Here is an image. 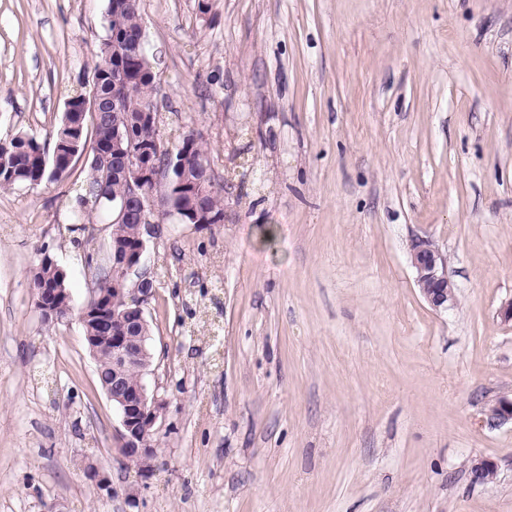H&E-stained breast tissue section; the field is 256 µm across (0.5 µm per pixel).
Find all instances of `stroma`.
Here are the masks:
<instances>
[{
  "label": "stroma",
  "mask_w": 512,
  "mask_h": 512,
  "mask_svg": "<svg viewBox=\"0 0 512 512\" xmlns=\"http://www.w3.org/2000/svg\"><path fill=\"white\" fill-rule=\"evenodd\" d=\"M197 4L141 0L164 138L200 134L234 184L223 223L148 239L151 471L119 451L77 318L34 304L43 256L78 309L106 255L109 225L72 243L79 160L0 191V512H512V422L484 413L512 397V0ZM104 8L0 0L1 139L48 137L89 93ZM416 237L455 308L424 301ZM410 264L415 274V283L431 307L439 310L454 306L455 287L448 278L446 260L429 240L417 238L413 241Z\"/></svg>",
  "instance_id": "1"
}]
</instances>
